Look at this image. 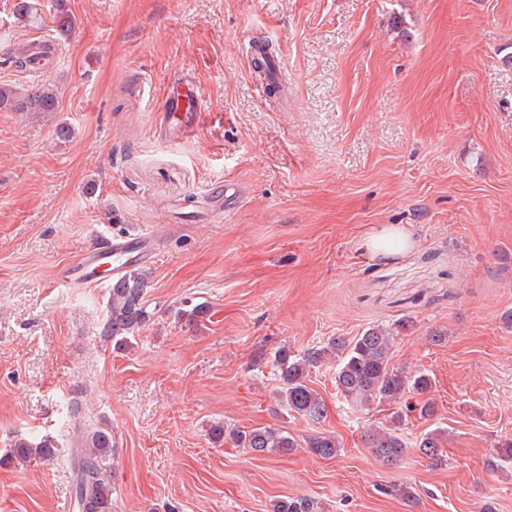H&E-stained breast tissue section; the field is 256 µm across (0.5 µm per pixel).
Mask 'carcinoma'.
I'll return each mask as SVG.
<instances>
[{
  "label": "carcinoma",
  "mask_w": 512,
  "mask_h": 512,
  "mask_svg": "<svg viewBox=\"0 0 512 512\" xmlns=\"http://www.w3.org/2000/svg\"><path fill=\"white\" fill-rule=\"evenodd\" d=\"M51 8L58 33L69 35L75 19L68 0H52ZM14 16L19 22L30 25L38 22L41 13L32 0H16ZM38 60L39 57L25 56L15 48L6 57H0V66L26 71ZM2 109L26 113L55 112L58 110L57 88L50 83L31 86L0 83ZM150 278L148 270L134 267L107 288L102 338L118 350L127 349L135 335L150 321L147 300ZM397 333L398 330L390 326L373 325L351 339L331 337L322 345L299 354L285 348L277 351L273 365L280 383L277 390L279 404L314 423L325 420L327 404L322 395L310 387L308 378L313 369L327 362L336 364L337 393L355 411H368L375 403L397 405L408 393H428L433 385L429 374H410L390 365ZM405 416L406 412L396 410L388 423L366 432V445L379 461L393 465L404 458L407 443L402 438L401 426ZM226 435L237 446L258 454H288L297 447L292 437L272 427L229 430L220 422L210 427L214 443L224 441ZM447 441L448 429L437 426L421 435L417 448L431 466L446 467L448 459L442 448ZM76 442L80 444L72 458V495L76 512H112V479L102 467L103 459L112 455V428L105 424L86 430L77 436ZM305 443L311 453L325 459H333L340 452V442L326 431L314 432ZM54 453L55 449L48 444L17 437L10 444L9 457L27 461L33 457H51ZM485 467L493 474H512V438L497 443L486 455ZM381 493L413 503L417 501L413 487L407 484L385 486ZM271 512H321V507L309 496H287L273 501Z\"/></svg>",
  "instance_id": "carcinoma-1"
}]
</instances>
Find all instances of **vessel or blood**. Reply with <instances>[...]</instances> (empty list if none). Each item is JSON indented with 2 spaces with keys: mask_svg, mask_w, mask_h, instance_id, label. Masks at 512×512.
<instances>
[{
  "mask_svg": "<svg viewBox=\"0 0 512 512\" xmlns=\"http://www.w3.org/2000/svg\"><path fill=\"white\" fill-rule=\"evenodd\" d=\"M199 93L195 88L173 90L166 93L164 107L159 113L160 126H176L181 135L192 133L200 118ZM155 239L141 234L135 237L116 236L107 245L95 244L78 260L64 265L58 277L66 285L74 288H94L99 284L91 266L99 261L102 253H110L112 257V278H121L132 265L151 262L154 256Z\"/></svg>",
  "mask_w": 512,
  "mask_h": 512,
  "instance_id": "1",
  "label": "vessel or blood"
}]
</instances>
